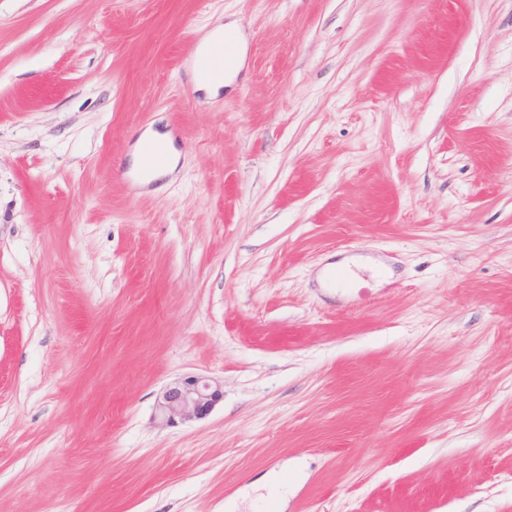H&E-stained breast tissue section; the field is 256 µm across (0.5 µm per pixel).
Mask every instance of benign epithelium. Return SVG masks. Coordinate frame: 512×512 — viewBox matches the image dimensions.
I'll use <instances>...</instances> for the list:
<instances>
[{"mask_svg":"<svg viewBox=\"0 0 512 512\" xmlns=\"http://www.w3.org/2000/svg\"><path fill=\"white\" fill-rule=\"evenodd\" d=\"M224 398L219 383L205 376H187L167 385L156 401V411L169 424L206 418Z\"/></svg>","mask_w":512,"mask_h":512,"instance_id":"7a95c632","label":"benign epithelium"}]
</instances>
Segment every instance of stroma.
<instances>
[{"label": "stroma", "instance_id": "35a3bbf8", "mask_svg": "<svg viewBox=\"0 0 512 512\" xmlns=\"http://www.w3.org/2000/svg\"><path fill=\"white\" fill-rule=\"evenodd\" d=\"M280 497L512 512V0H0V512ZM192 53L198 60V65L202 71H209L214 68H230L236 59V48L230 42H221L216 45L209 54H201L196 45H193ZM240 65H237L232 71L221 74V75H213L210 77H203L197 66V62H195L191 78L198 90L205 92L208 96H217L221 89L227 87L232 80L237 76L240 71ZM144 136L145 137H143L141 139V141L146 138H153V139L161 140L167 145L169 152H170V162H169L168 166L160 171L155 172L154 174H152L151 176L146 177V178L140 176V155L137 152L133 155V160H132L133 171L135 172V174L141 181L149 182V181L154 180V179L162 176L163 174L171 171L177 162L178 155L173 150L172 145H171L170 141L168 140V138H166L165 136H162V135L158 134L157 132H147L144 134ZM140 150H141V155H142L144 166L147 169H151V170L159 169V168L164 167L168 162V154H167L166 150L164 149V147H162L160 144H158L157 142H155L153 140H144L141 143ZM224 398L218 382L205 376H187L167 385L156 401V411L169 424L206 418Z\"/></svg>", "mask_w": 512, "mask_h": 512}]
</instances>
